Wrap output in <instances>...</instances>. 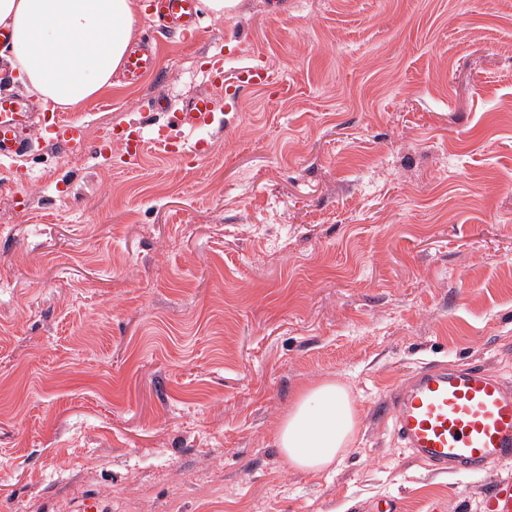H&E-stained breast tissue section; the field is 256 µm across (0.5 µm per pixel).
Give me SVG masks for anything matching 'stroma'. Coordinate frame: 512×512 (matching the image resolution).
Returning <instances> with one entry per match:
<instances>
[{
	"label": "stroma",
	"mask_w": 512,
	"mask_h": 512,
	"mask_svg": "<svg viewBox=\"0 0 512 512\" xmlns=\"http://www.w3.org/2000/svg\"><path fill=\"white\" fill-rule=\"evenodd\" d=\"M155 49L67 110L80 147L0 161V512H483L512 466L434 471L381 408L432 364L512 381V0H237ZM217 60L270 82L166 152L156 100ZM327 378L356 440L293 469ZM358 411L336 379L300 391L281 420L275 444L295 469L317 472L339 464L357 434Z\"/></svg>",
	"instance_id": "35a3bbf8"
}]
</instances>
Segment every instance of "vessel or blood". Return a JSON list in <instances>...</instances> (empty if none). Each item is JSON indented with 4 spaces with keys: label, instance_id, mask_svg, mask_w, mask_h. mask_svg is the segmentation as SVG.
<instances>
[{
    "label": "vessel or blood",
    "instance_id": "vessel-or-blood-1",
    "mask_svg": "<svg viewBox=\"0 0 512 512\" xmlns=\"http://www.w3.org/2000/svg\"><path fill=\"white\" fill-rule=\"evenodd\" d=\"M200 0H149L148 19L166 34L196 33ZM149 44L132 47L123 74L134 84L156 68ZM217 110L213 94L204 93L180 109V131L210 126ZM52 124L56 138L80 145V126L58 115H37L30 100L0 94V157L31 150L38 124ZM387 413L406 449L434 470L481 472L512 465V381L476 365L423 368L403 385ZM484 512H512V478L486 490Z\"/></svg>",
    "mask_w": 512,
    "mask_h": 512
}]
</instances>
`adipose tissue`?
Segmentation results:
<instances>
[{"instance_id":"adipose-tissue-1","label":"adipose tissue","mask_w":512,"mask_h":512,"mask_svg":"<svg viewBox=\"0 0 512 512\" xmlns=\"http://www.w3.org/2000/svg\"><path fill=\"white\" fill-rule=\"evenodd\" d=\"M135 0H0L10 28V59L44 108H73L110 87L134 37ZM358 411L335 379L300 391L275 444L295 469L339 464L357 434Z\"/></svg>"}]
</instances>
